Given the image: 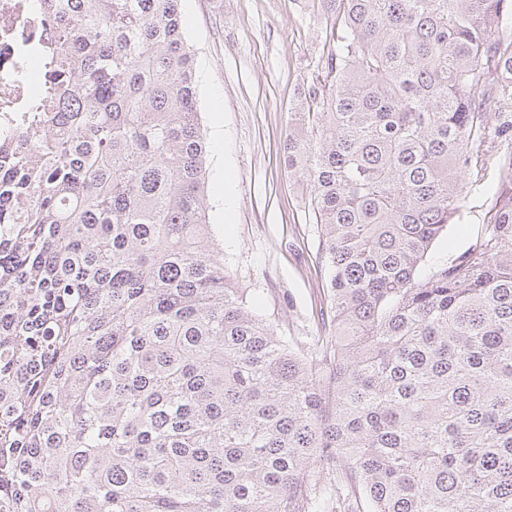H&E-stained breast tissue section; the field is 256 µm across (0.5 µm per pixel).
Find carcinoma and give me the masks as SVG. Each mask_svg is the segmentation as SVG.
Masks as SVG:
<instances>
[{"label":"carcinoma","instance_id":"carcinoma-1","mask_svg":"<svg viewBox=\"0 0 512 512\" xmlns=\"http://www.w3.org/2000/svg\"><path fill=\"white\" fill-rule=\"evenodd\" d=\"M180 0H38L0 135V512H512V0H325L290 113L331 335L254 311L208 221ZM510 147L492 139L485 143V178L480 185L467 189L459 216L455 218L453 224L448 225V231L433 245L423 268L424 273H429L433 267L451 261L475 243L487 222L489 211L496 204L498 170L504 156L512 151Z\"/></svg>","mask_w":512,"mask_h":512}]
</instances>
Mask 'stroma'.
I'll use <instances>...</instances> for the list:
<instances>
[{
    "mask_svg": "<svg viewBox=\"0 0 512 512\" xmlns=\"http://www.w3.org/2000/svg\"><path fill=\"white\" fill-rule=\"evenodd\" d=\"M196 53L204 131L224 136L206 157L209 221L224 264L258 310L297 341L321 335L329 312L327 272L318 230L304 210L305 185L289 169V114L317 69L329 34L313 0H180ZM485 177L468 188L463 207L433 246L428 267L465 252L480 235L498 197V170L512 147L488 140ZM232 173L234 214L225 221L217 185Z\"/></svg>",
    "mask_w": 512,
    "mask_h": 512,
    "instance_id": "obj_1",
    "label": "stroma"
}]
</instances>
